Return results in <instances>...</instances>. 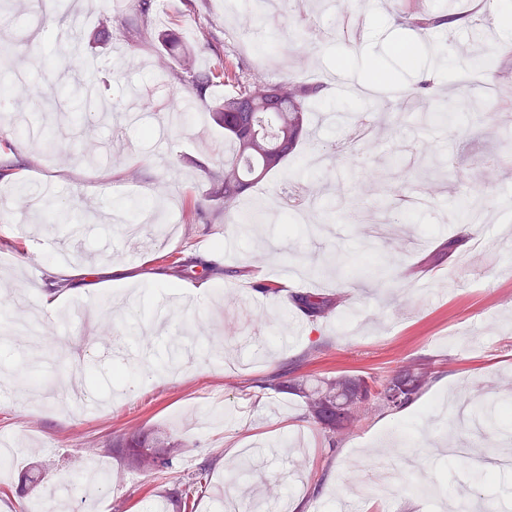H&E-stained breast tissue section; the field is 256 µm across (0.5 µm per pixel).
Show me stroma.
<instances>
[{
  "label": "stroma",
  "instance_id": "1",
  "mask_svg": "<svg viewBox=\"0 0 512 512\" xmlns=\"http://www.w3.org/2000/svg\"><path fill=\"white\" fill-rule=\"evenodd\" d=\"M32 0H0V279L55 266L125 268L91 295H65L43 335L71 346L87 341L81 306L93 303L99 347L126 344V360L90 357L101 397L94 414L69 407L46 385L66 370L55 350L36 356L32 381L0 382V443L15 447L0 468V512H42L79 501L90 468L111 474L90 503L95 512H224L222 495L252 512L237 493L230 460L252 458L250 483L273 488L266 512H472L512 507V472L467 469L448 457L443 437L481 457L512 458V417L482 429L466 414L473 399L512 403V109L480 98L461 106L456 76L466 57L495 56L512 42V0H490L484 27L422 33L400 25L407 0H278L257 19L249 0H155L142 21L137 0H84L80 52L52 37L43 54L58 65L16 60L27 18L45 19ZM174 34L200 70L229 69L268 82L296 76L323 84L321 102L287 167L243 198L240 218L281 214L284 198L309 203L289 238L278 224L249 233L225 223L209 178L224 160V131L212 108L231 93L217 83L193 112L169 114L184 92L179 63L158 35ZM299 36L307 54L283 56L275 39ZM405 86L429 74L448 124L421 123L415 106L392 101L369 114L375 130L348 149L345 114L361 109L338 77L365 86L372 72ZM89 79L117 110L85 129L60 124L69 105L33 104L34 91ZM136 102L153 137L121 119ZM486 198L484 223L466 233V202ZM78 209L79 245L70 227L46 216ZM360 206L363 220L352 218ZM234 241L232 254L216 242ZM343 253V266L329 264ZM37 256L30 269L18 267ZM261 275L270 286L250 283ZM207 283L206 302L190 287ZM329 300L313 316L300 295ZM304 337L283 338L294 322ZM432 369L429 384L399 412L371 409L349 433L332 435L304 417L300 397L280 383L339 374L382 379L400 362ZM179 443L172 468L132 471L123 448L134 431ZM40 473L38 487L27 478Z\"/></svg>",
  "mask_w": 512,
  "mask_h": 512
}]
</instances>
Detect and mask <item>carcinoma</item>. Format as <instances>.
I'll return each mask as SVG.
<instances>
[{
    "label": "carcinoma",
    "mask_w": 512,
    "mask_h": 512,
    "mask_svg": "<svg viewBox=\"0 0 512 512\" xmlns=\"http://www.w3.org/2000/svg\"><path fill=\"white\" fill-rule=\"evenodd\" d=\"M402 24L419 31L461 24L466 17L421 10L401 17ZM176 78L198 91L223 78L236 84V90L215 106L214 116L224 127V163L221 175L213 178L219 190L213 201L230 217L253 185L281 170L295 151L307 123V113L320 93V86L295 79L270 84L256 77L221 71L181 68ZM427 367L402 365L387 379L369 382L363 377L341 374L310 380L294 378L291 391L302 398L306 417L333 435L350 431L372 406L399 409L428 383ZM399 389V401L387 396ZM176 446L161 435L138 433L129 442V461L142 472L162 471L172 466Z\"/></svg>",
    "instance_id": "obj_1"
}]
</instances>
